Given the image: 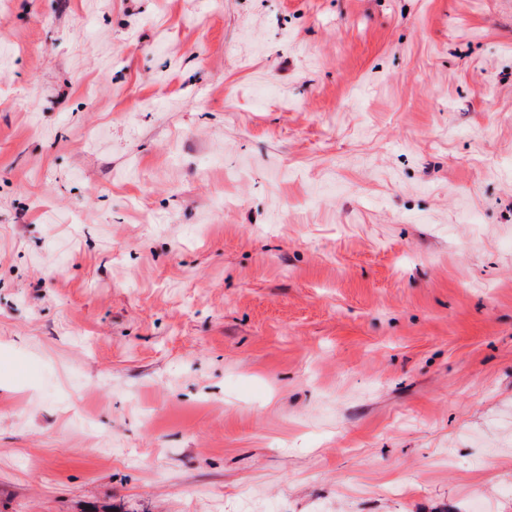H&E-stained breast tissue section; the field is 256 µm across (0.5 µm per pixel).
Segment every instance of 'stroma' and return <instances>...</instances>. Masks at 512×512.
Masks as SVG:
<instances>
[{"label": "stroma", "instance_id": "35a3bbf8", "mask_svg": "<svg viewBox=\"0 0 512 512\" xmlns=\"http://www.w3.org/2000/svg\"><path fill=\"white\" fill-rule=\"evenodd\" d=\"M512 512V0H0V512Z\"/></svg>", "mask_w": 512, "mask_h": 512}]
</instances>
